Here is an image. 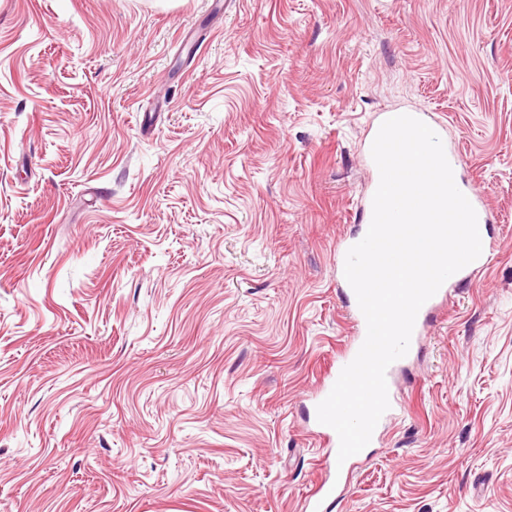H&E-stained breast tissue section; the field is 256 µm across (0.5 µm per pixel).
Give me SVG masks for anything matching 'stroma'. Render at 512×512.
I'll return each instance as SVG.
<instances>
[{"label":"stroma","instance_id":"1","mask_svg":"<svg viewBox=\"0 0 512 512\" xmlns=\"http://www.w3.org/2000/svg\"><path fill=\"white\" fill-rule=\"evenodd\" d=\"M403 110L490 262L332 512H512V0H0V512H302ZM410 115L413 116L424 123H426L429 127L432 128L431 123L427 119V117L418 112H395V113H386L377 126L375 127L371 139H370V149H369V156H370V164L373 167L375 171V177H376V185L373 190V192L370 195V198L368 199L365 207H364V219L366 224L361 227L359 232L348 238L344 239L342 241V245L338 247L337 250V257H338V270H339V279L337 280V286L340 288L341 294L343 295L350 316L352 318V321L354 323V335L352 339L348 342L344 352L341 354V356L336 360V370L335 372H332L330 369L328 375H327V381L322 382L312 393L309 395V400L312 402L313 406V414H314V423L316 428L318 429V432L324 436L327 437L328 445L329 447L334 448L332 459L329 461L328 466L329 468L333 469L336 473V479H323L320 481L316 487L313 489V491L310 493V495L304 500L303 504V510L305 512H328L331 510L332 504L341 496V485L342 481L346 472V467L348 463L356 457L359 453L349 457L342 465L340 470L338 469V463H337V455H338V449H339V437L334 429L331 427L321 424L317 419V406L319 403H321L331 392L334 384L336 383L342 369L349 364L357 355L361 345L363 344L366 332H367V326H366V320L364 315L362 314L356 295L349 285L348 281L346 280L345 274H344V267H345V258L347 251L355 244L360 242L364 236L366 235L369 225L371 223L372 219V200L373 196L375 194V191L377 190V187L379 185L380 181V174L379 170L373 161L372 155H371V148L373 141L377 135V132L381 126V124L393 117L399 116V115Z\"/></svg>","mask_w":512,"mask_h":512}]
</instances>
